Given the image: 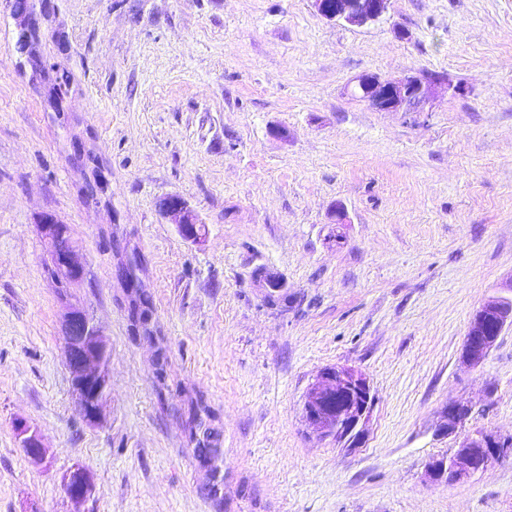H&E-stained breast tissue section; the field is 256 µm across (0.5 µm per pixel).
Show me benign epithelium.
<instances>
[{
  "label": "benign epithelium",
  "instance_id": "obj_1",
  "mask_svg": "<svg viewBox=\"0 0 512 512\" xmlns=\"http://www.w3.org/2000/svg\"><path fill=\"white\" fill-rule=\"evenodd\" d=\"M317 13L328 21L365 25L380 19L389 7V0H311ZM447 84L438 74L406 73L395 79H383L375 74L354 77L348 90L353 96L380 112H427L437 89ZM160 212L176 224L186 240L199 242L203 237L202 223L196 213L181 198L166 195L159 199ZM41 236L50 244L49 260L53 278L68 291L81 284L86 269L75 254L69 227L53 216L38 224ZM512 323V298H496L483 303L468 327L463 347L464 359L478 365L495 344L489 329L502 332ZM65 343L66 365L69 370L75 403L86 422L98 426L105 420V405L112 391L108 368L109 351L104 336L93 318L78 302L69 301L61 321ZM374 405V396L367 378L347 367L328 366L321 369L307 391L304 417L307 424L325 438L349 447L356 446ZM471 409L463 404L448 405L445 422L439 428L446 436L464 427ZM22 446L34 460L44 455L41 436L23 424L16 425ZM511 441H502L481 430L460 435L458 446L446 457L427 464L430 481L443 483L460 480L484 471L499 460ZM69 498L77 503L89 500L95 492L91 472L77 465L64 477Z\"/></svg>",
  "mask_w": 512,
  "mask_h": 512
}]
</instances>
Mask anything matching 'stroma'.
Wrapping results in <instances>:
<instances>
[{
    "label": "stroma",
    "mask_w": 512,
    "mask_h": 512,
    "mask_svg": "<svg viewBox=\"0 0 512 512\" xmlns=\"http://www.w3.org/2000/svg\"><path fill=\"white\" fill-rule=\"evenodd\" d=\"M407 72L448 79L431 111L347 91ZM47 214L110 350L100 426L72 397ZM510 295L512 0H390L364 26L310 0H30L26 18L0 0V512H512V452L425 476L456 445L448 403L512 437V325L462 359L476 310ZM335 365L375 396L356 448L303 416ZM210 430L215 484L195 455ZM77 465L95 484L79 506ZM158 208L173 224H176L179 234L186 240L199 242L203 237L200 230L202 223L196 213L181 198L166 195L159 199ZM38 229L41 236L50 244V265L59 288H64L67 292L81 284L85 279L86 269L76 257L69 227L53 216H46L38 225ZM471 414V409L467 405L453 403L448 404L445 422L439 428L441 435L448 436V433H454L464 427L465 422ZM16 431L21 437L22 446L26 448L28 455L34 460H41L44 455V445L41 436L21 423L16 425ZM64 488L71 500L84 503L95 492L93 476L86 467L77 465L65 475Z\"/></svg>",
    "instance_id": "obj_1"
}]
</instances>
